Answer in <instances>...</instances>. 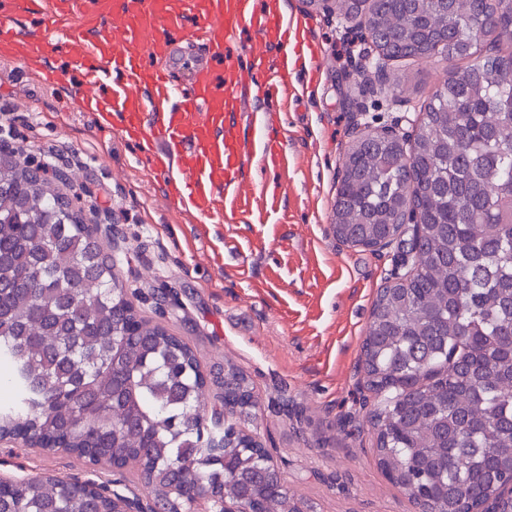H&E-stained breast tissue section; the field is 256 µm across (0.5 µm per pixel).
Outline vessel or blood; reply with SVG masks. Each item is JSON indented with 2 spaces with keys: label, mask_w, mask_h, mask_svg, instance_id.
Returning <instances> with one entry per match:
<instances>
[{
  "label": "vessel or blood",
  "mask_w": 512,
  "mask_h": 512,
  "mask_svg": "<svg viewBox=\"0 0 512 512\" xmlns=\"http://www.w3.org/2000/svg\"><path fill=\"white\" fill-rule=\"evenodd\" d=\"M25 11L44 18L33 37L10 20ZM254 35L252 68L242 67L234 36ZM205 41L207 56L181 85L169 78L174 46L185 32ZM67 50L68 69L52 64ZM321 43L311 21L289 16L284 0H0V61L21 60L39 82L69 89V105L93 113L101 127L119 124L147 151L150 172L168 199L196 219L222 216L245 198L225 197L253 153L285 165L280 140H246L239 87L254 84L265 100L304 74L317 83Z\"/></svg>",
  "instance_id": "b4317fda"
}]
</instances>
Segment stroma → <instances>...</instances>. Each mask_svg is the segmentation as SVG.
<instances>
[{
    "instance_id": "stroma-1",
    "label": "stroma",
    "mask_w": 512,
    "mask_h": 512,
    "mask_svg": "<svg viewBox=\"0 0 512 512\" xmlns=\"http://www.w3.org/2000/svg\"><path fill=\"white\" fill-rule=\"evenodd\" d=\"M316 16L326 61L304 104L273 102L288 132V163L253 159L249 205L223 219L196 221L170 204L139 163L141 148L120 128L99 129L92 113L62 111L63 88L26 78L0 62V106L16 134L0 133V161L23 150L48 164V178L77 196L87 224L104 235L115 271L142 314L193 347L202 367L232 362L251 380L262 413L257 436L303 512H419L378 468L358 372L372 302L392 265L338 241L331 229L350 112L363 106L379 126L403 115L395 98L420 104L437 88L444 62L394 64L398 91L359 78L369 43L307 0H285ZM163 312H156L159 293ZM95 477L109 490L151 504L136 473L91 471L73 455L0 444V478Z\"/></svg>"
}]
</instances>
